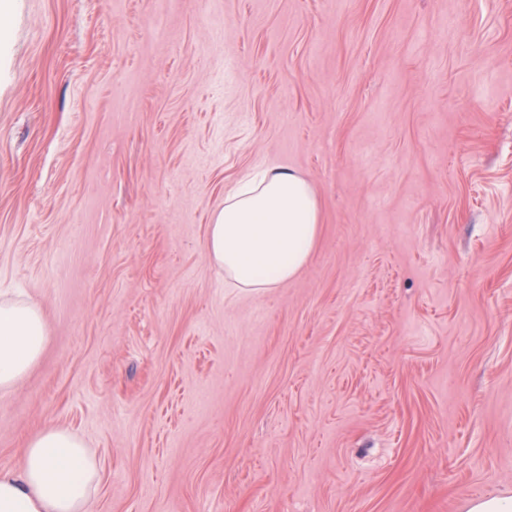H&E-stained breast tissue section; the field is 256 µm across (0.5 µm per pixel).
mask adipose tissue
I'll return each mask as SVG.
<instances>
[{"label":"adipose tissue","instance_id":"adipose-tissue-1","mask_svg":"<svg viewBox=\"0 0 512 512\" xmlns=\"http://www.w3.org/2000/svg\"><path fill=\"white\" fill-rule=\"evenodd\" d=\"M320 206L297 171L270 164L246 175L212 216L209 261L233 287L279 286L307 262ZM46 342L41 309L20 298L0 299V391L13 389ZM96 457L75 432L48 426L22 448L16 469L0 472V512H88L99 484Z\"/></svg>","mask_w":512,"mask_h":512}]
</instances>
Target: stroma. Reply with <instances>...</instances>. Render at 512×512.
<instances>
[{"label": "stroma", "instance_id": "1", "mask_svg": "<svg viewBox=\"0 0 512 512\" xmlns=\"http://www.w3.org/2000/svg\"><path fill=\"white\" fill-rule=\"evenodd\" d=\"M0 293L47 344L89 512H465L512 496V0H0ZM314 188L292 279L228 288L224 195Z\"/></svg>", "mask_w": 512, "mask_h": 512}]
</instances>
